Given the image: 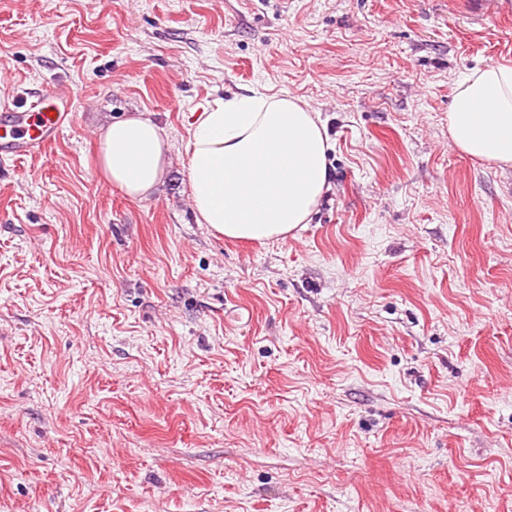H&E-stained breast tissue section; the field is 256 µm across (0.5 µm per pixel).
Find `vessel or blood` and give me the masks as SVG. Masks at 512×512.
Segmentation results:
<instances>
[{
  "mask_svg": "<svg viewBox=\"0 0 512 512\" xmlns=\"http://www.w3.org/2000/svg\"><path fill=\"white\" fill-rule=\"evenodd\" d=\"M68 100L57 87L15 99L0 113V153L20 159L52 146L73 121L65 109Z\"/></svg>",
  "mask_w": 512,
  "mask_h": 512,
  "instance_id": "b4317fda",
  "label": "vessel or blood"
}]
</instances>
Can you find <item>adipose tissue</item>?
Masks as SVG:
<instances>
[{"label": "adipose tissue", "mask_w": 512, "mask_h": 512, "mask_svg": "<svg viewBox=\"0 0 512 512\" xmlns=\"http://www.w3.org/2000/svg\"><path fill=\"white\" fill-rule=\"evenodd\" d=\"M448 133L463 154L512 165V66L492 63L459 79ZM108 184L143 199L163 181L170 142L134 112L99 131ZM331 149L319 113L299 99L259 91L215 99L191 114L186 152L198 223L238 241L285 238L310 223L331 188Z\"/></svg>", "instance_id": "ef3b65f1"}]
</instances>
